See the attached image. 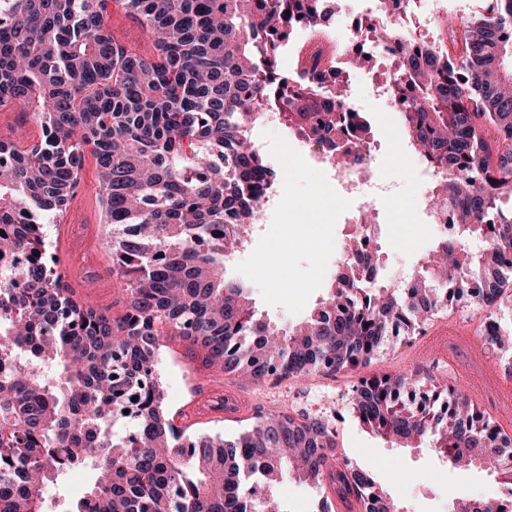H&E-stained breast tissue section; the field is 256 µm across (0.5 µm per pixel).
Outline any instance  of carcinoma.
<instances>
[{
  "label": "carcinoma",
  "mask_w": 512,
  "mask_h": 512,
  "mask_svg": "<svg viewBox=\"0 0 512 512\" xmlns=\"http://www.w3.org/2000/svg\"><path fill=\"white\" fill-rule=\"evenodd\" d=\"M152 44L117 42L109 0H0V107L30 110L43 138L0 139V512H51L48 488L73 469L95 481L58 512H288L274 495L285 473L329 482L362 512H399L370 476L337 454L336 427L300 413L259 414L233 437L202 439L173 424L157 369L169 328L200 345L203 363L252 383L335 373L370 360L393 336H415L448 302L491 304L512 278V0L450 19L446 39L420 41L383 77L412 148L438 178L433 201L456 208L409 289L378 282L380 255L345 266L307 319L258 317L224 277L232 243L257 222L254 201L281 174L255 149L262 111L336 152L346 124L342 81L283 71L295 32L327 31L323 0H118ZM368 46L345 64L374 67L401 35L377 0ZM98 169L106 246L125 312L77 302L48 259L47 224L72 201L85 153ZM480 236V253L465 240ZM420 370L360 381L358 419L403 448L429 442L454 465L486 466L512 497V436L453 387L418 408L404 398ZM137 401H132V398ZM128 403L131 412L118 408ZM461 493L452 512H491Z\"/></svg>",
  "instance_id": "cac0c4a2"
}]
</instances>
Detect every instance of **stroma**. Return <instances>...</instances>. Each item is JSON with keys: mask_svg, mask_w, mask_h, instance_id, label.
I'll return each instance as SVG.
<instances>
[{"mask_svg": "<svg viewBox=\"0 0 512 512\" xmlns=\"http://www.w3.org/2000/svg\"><path fill=\"white\" fill-rule=\"evenodd\" d=\"M373 71L353 75L357 94L366 106L371 126V147L378 175L398 187L393 202L375 205V236L380 253L378 278L392 283L407 269L419 268L438 239L417 209L420 182L419 156L407 143L399 114L388 111L372 93ZM252 133L267 143L265 157L278 171H287L280 192L287 208L270 212L256 225L251 238L224 263L227 279L243 282L257 314L273 324H297L327 297L339 268L337 247L353 237L355 228L346 210L326 206L333 192L324 177L311 168L308 156L292 129L282 121L255 124ZM101 188L94 157H87L75 196L66 211L50 224L49 251L76 300L116 315L124 307L119 282L112 273V255L105 245L108 229L101 211ZM479 339L452 345L444 359L436 345L422 346L403 336L381 349L363 367L334 375L313 373L302 380L276 385L250 384L203 367L202 356L191 341L167 332L161 338L159 373L169 411L180 426L212 437H230L247 427L252 416L294 408L298 413L336 415V432L343 455L356 467L371 471L377 487L385 490L400 512H448L453 492L475 499L500 496L499 477L479 468L458 469L425 448H400L369 433L353 409V389L374 374L421 370L443 385L458 384V368L472 369L494 382L493 365L484 361ZM249 397L246 415L230 418L214 409L225 387Z\"/></svg>", "mask_w": 512, "mask_h": 512, "instance_id": "stroma-1", "label": "stroma"}]
</instances>
